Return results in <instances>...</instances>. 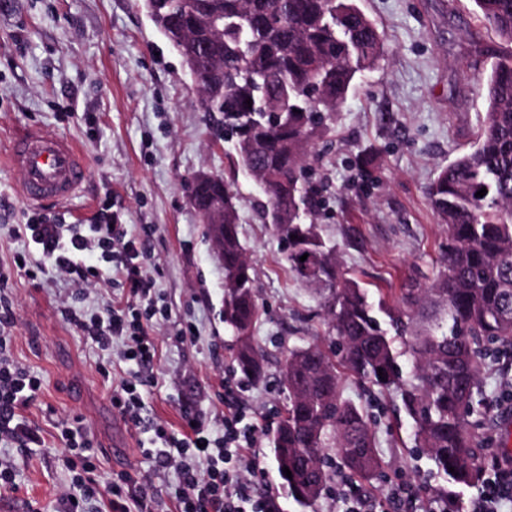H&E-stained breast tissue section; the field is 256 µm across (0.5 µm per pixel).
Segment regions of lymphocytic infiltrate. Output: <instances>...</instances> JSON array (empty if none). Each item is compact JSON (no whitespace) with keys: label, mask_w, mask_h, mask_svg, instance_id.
<instances>
[{"label":"lymphocytic infiltrate","mask_w":512,"mask_h":512,"mask_svg":"<svg viewBox=\"0 0 512 512\" xmlns=\"http://www.w3.org/2000/svg\"><path fill=\"white\" fill-rule=\"evenodd\" d=\"M17 232L36 245L41 263L51 264L75 282L98 281L109 270L120 277L128 298L147 301L156 289L155 279L147 272L148 252L143 242L129 234L126 225L77 224L68 229L35 219L19 225ZM60 313L98 345L123 341L127 346L125 360L146 370L153 367L157 345L151 334V311L135 313L129 306L115 305L104 314L88 318L67 305ZM16 321L12 297L0 293V442L28 448L41 445L42 439L24 420L22 411L39 398L42 382L10 359L7 332ZM184 420V434L174 440L172 448L192 450V462L175 457L172 449L160 448L154 454L158 467L177 472L172 497L179 512H273L271 500L254 495L251 481L245 480L240 471L221 466L222 461L232 458H250L255 443L253 430L239 427L240 412L233 397H226L224 402L223 435L212 436L193 412H185ZM61 439L67 451L76 455V473L67 492L69 512H84L91 500L104 502L108 512H154L155 498L148 480L130 477L125 485L115 484L99 469L80 429L63 430ZM492 462V470L483 475L468 512H499L503 501H512V462L497 456Z\"/></svg>","instance_id":"obj_1"}]
</instances>
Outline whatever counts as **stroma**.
<instances>
[{
  "mask_svg": "<svg viewBox=\"0 0 512 512\" xmlns=\"http://www.w3.org/2000/svg\"><path fill=\"white\" fill-rule=\"evenodd\" d=\"M358 4L377 21L386 56L333 117L331 141L315 145L310 174L326 200L316 222L346 277L372 300L392 303L403 289L430 287L443 269L448 232L427 189L475 141L487 110L492 53L501 42L480 22L473 0ZM472 31L481 34L483 54L471 51ZM29 125L72 140L86 160L88 177L68 202L33 206L21 197L22 173L8 155L14 134ZM221 126V113L201 111L189 70L141 0H0V268L10 273L6 288L16 304L11 357L42 380L39 400L23 415L44 441L24 452L0 445V457L16 463L19 490L0 495L13 512H64L71 474L60 433L77 417L103 471L116 481L147 476L158 512H174L168 488L176 476L148 455L159 440L112 407L114 390L133 366L123 361L120 344L101 349L59 313L74 298L86 313H103L123 294L116 277L79 286L51 268L33 279L14 265L17 254L36 251L16 235L18 225L34 218L97 224L114 213L145 240L148 270L167 308L156 321L159 353L153 381L143 389L144 419L178 435L191 407L212 433H223L222 382L230 380L244 426L256 429V494L272 499L278 512H306L282 486L270 440L287 401L281 369L289 349L331 348L333 331L262 220L261 189L230 169ZM201 172L223 175L239 195V237L260 307L254 336L265 356L257 383L235 361V341L224 325V271L191 204V180ZM188 326L193 339H180ZM103 366L110 377L100 374ZM511 379L512 358L486 360L487 406L470 419L481 447L499 440L495 416L507 405L504 383ZM342 390L365 407L375 432L379 468L359 483L373 512H395L391 498L404 488L418 502L438 501L447 481L416 450L414 423L399 393L350 377Z\"/></svg>",
  "mask_w": 512,
  "mask_h": 512,
  "instance_id": "obj_1",
  "label": "stroma"
}]
</instances>
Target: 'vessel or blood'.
Returning a JSON list of instances; mask_svg holds the SVG:
<instances>
[{
	"instance_id": "1",
	"label": "vessel or blood",
	"mask_w": 512,
	"mask_h": 512,
	"mask_svg": "<svg viewBox=\"0 0 512 512\" xmlns=\"http://www.w3.org/2000/svg\"><path fill=\"white\" fill-rule=\"evenodd\" d=\"M9 161L23 172L20 189L31 204L72 197L88 175L80 152L71 142L37 127L26 128L14 138Z\"/></svg>"
}]
</instances>
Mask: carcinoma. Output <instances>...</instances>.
Listing matches in <instances>:
<instances>
[{
  "instance_id": "1",
  "label": "carcinoma",
  "mask_w": 512,
  "mask_h": 512,
  "mask_svg": "<svg viewBox=\"0 0 512 512\" xmlns=\"http://www.w3.org/2000/svg\"><path fill=\"white\" fill-rule=\"evenodd\" d=\"M142 2L201 78L203 111L224 113L233 164L263 180V218L276 214L273 227L286 243L289 270L319 296L335 331L339 360L317 345L291 348L285 359L288 412L272 450L290 496L314 505L335 463L365 480L378 469L367 413L342 398L343 373L400 392L416 447L449 483L474 484L483 464L459 409L483 405L480 360L490 347L512 346V0H474L510 49L492 65L475 142L428 189L431 208L448 227L443 271L431 288L405 289L396 307L373 304L366 289L343 277L336 251L313 222L322 189L305 176L314 140L331 132L326 120L385 57L376 22L357 0ZM220 200L224 323L235 336L237 366L258 381L264 371L253 336L259 307L234 186L213 174L197 184L191 203L203 219ZM401 357L411 360L410 371Z\"/></svg>"
}]
</instances>
